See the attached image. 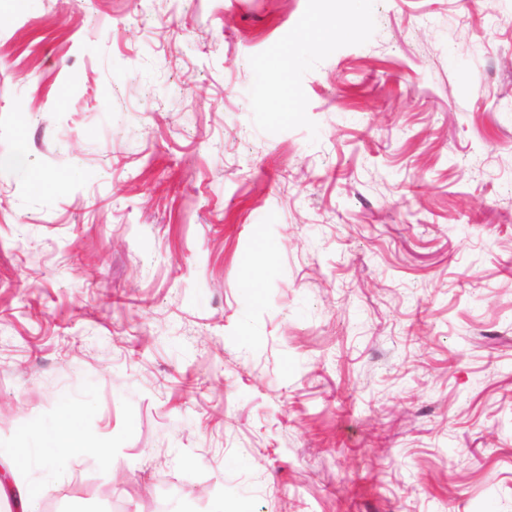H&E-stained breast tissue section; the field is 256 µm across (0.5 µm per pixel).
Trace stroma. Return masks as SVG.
<instances>
[{
  "label": "stroma",
  "instance_id": "stroma-1",
  "mask_svg": "<svg viewBox=\"0 0 512 512\" xmlns=\"http://www.w3.org/2000/svg\"><path fill=\"white\" fill-rule=\"evenodd\" d=\"M27 425L40 512H512V0H0ZM23 433L29 443L28 454L17 459L15 474L30 466L34 460L51 459L57 467H62L66 462L71 448L55 435L42 432L33 428H24Z\"/></svg>",
  "mask_w": 512,
  "mask_h": 512
}]
</instances>
